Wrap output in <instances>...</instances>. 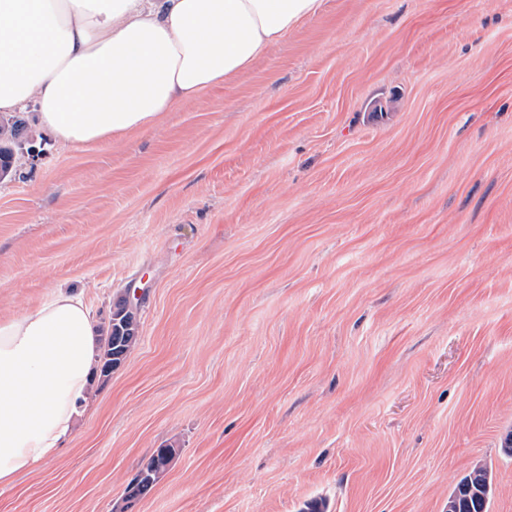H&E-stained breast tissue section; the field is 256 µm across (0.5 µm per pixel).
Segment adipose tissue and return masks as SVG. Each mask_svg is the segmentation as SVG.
<instances>
[{"label": "adipose tissue", "instance_id": "adipose-tissue-1", "mask_svg": "<svg viewBox=\"0 0 512 512\" xmlns=\"http://www.w3.org/2000/svg\"><path fill=\"white\" fill-rule=\"evenodd\" d=\"M323 0H0V112L36 101L42 129L94 149L233 80ZM100 332L55 289L0 319V485L58 456L92 392Z\"/></svg>", "mask_w": 512, "mask_h": 512}]
</instances>
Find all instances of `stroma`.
Wrapping results in <instances>:
<instances>
[{"label":"stroma","instance_id":"35a3bbf8","mask_svg":"<svg viewBox=\"0 0 512 512\" xmlns=\"http://www.w3.org/2000/svg\"><path fill=\"white\" fill-rule=\"evenodd\" d=\"M17 116L0 318L69 288L139 341L0 512H447L478 463L512 512V0H324L110 147ZM171 453L170 448L160 449L135 476V486L139 494L147 493L158 480L167 465Z\"/></svg>","mask_w":512,"mask_h":512}]
</instances>
